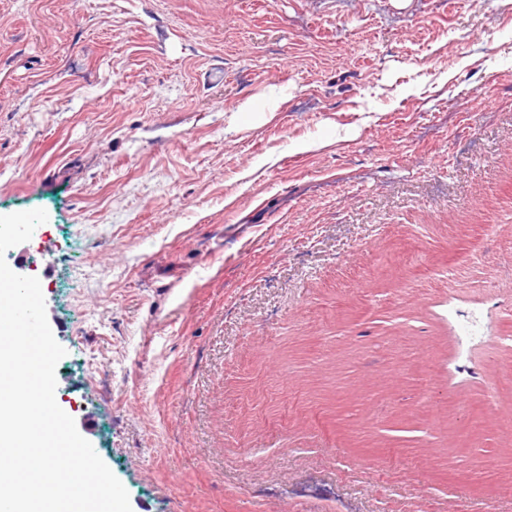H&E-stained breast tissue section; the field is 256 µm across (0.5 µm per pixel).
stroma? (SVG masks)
Returning a JSON list of instances; mask_svg holds the SVG:
<instances>
[{"mask_svg": "<svg viewBox=\"0 0 512 512\" xmlns=\"http://www.w3.org/2000/svg\"><path fill=\"white\" fill-rule=\"evenodd\" d=\"M36 208L132 512H512V0H0Z\"/></svg>", "mask_w": 512, "mask_h": 512, "instance_id": "35a3bbf8", "label": "stroma"}]
</instances>
